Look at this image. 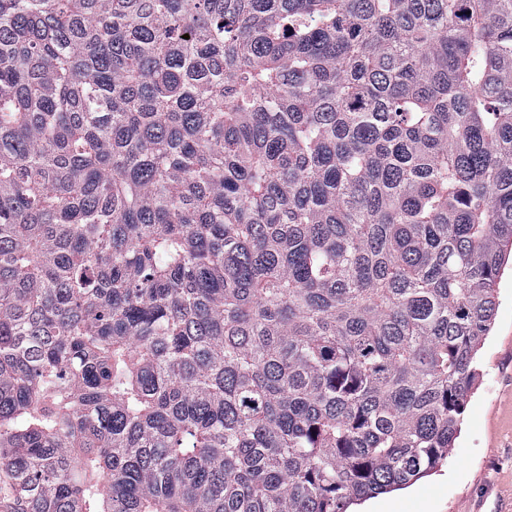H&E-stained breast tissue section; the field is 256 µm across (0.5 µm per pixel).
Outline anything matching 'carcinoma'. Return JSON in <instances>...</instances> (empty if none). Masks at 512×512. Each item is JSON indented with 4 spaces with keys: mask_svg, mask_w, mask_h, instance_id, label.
Listing matches in <instances>:
<instances>
[{
    "mask_svg": "<svg viewBox=\"0 0 512 512\" xmlns=\"http://www.w3.org/2000/svg\"><path fill=\"white\" fill-rule=\"evenodd\" d=\"M510 247L512 0H0V512L418 480Z\"/></svg>",
    "mask_w": 512,
    "mask_h": 512,
    "instance_id": "1",
    "label": "carcinoma"
}]
</instances>
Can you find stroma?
<instances>
[{
    "instance_id": "obj_1",
    "label": "stroma",
    "mask_w": 512,
    "mask_h": 512,
    "mask_svg": "<svg viewBox=\"0 0 512 512\" xmlns=\"http://www.w3.org/2000/svg\"><path fill=\"white\" fill-rule=\"evenodd\" d=\"M483 378L447 460L362 512H512V272L497 286L493 327L479 352Z\"/></svg>"
}]
</instances>
